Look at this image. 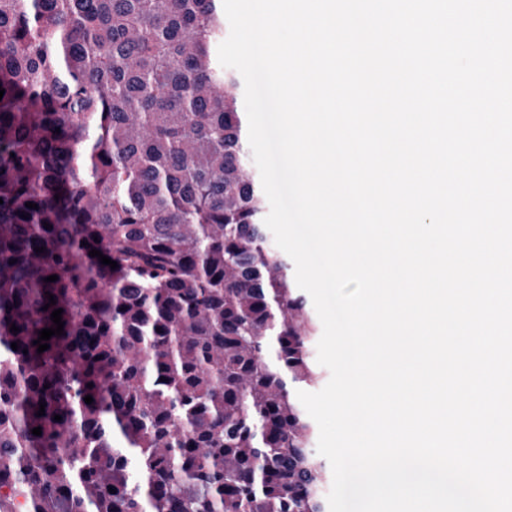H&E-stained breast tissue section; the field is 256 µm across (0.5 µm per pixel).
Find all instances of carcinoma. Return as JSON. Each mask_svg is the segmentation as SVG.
Here are the masks:
<instances>
[{
	"label": "carcinoma",
	"mask_w": 512,
	"mask_h": 512,
	"mask_svg": "<svg viewBox=\"0 0 512 512\" xmlns=\"http://www.w3.org/2000/svg\"><path fill=\"white\" fill-rule=\"evenodd\" d=\"M223 39L220 0H0V512H323Z\"/></svg>",
	"instance_id": "obj_1"
}]
</instances>
